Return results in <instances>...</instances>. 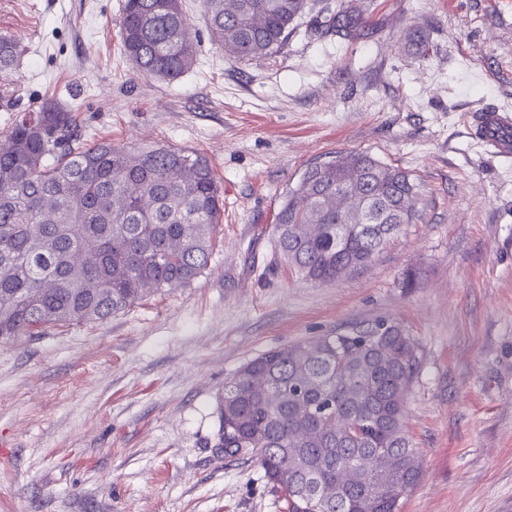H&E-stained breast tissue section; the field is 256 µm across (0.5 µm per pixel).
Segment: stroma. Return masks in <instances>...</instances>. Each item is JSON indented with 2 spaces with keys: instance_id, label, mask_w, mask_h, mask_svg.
I'll return each instance as SVG.
<instances>
[{
  "instance_id": "1",
  "label": "stroma",
  "mask_w": 512,
  "mask_h": 512,
  "mask_svg": "<svg viewBox=\"0 0 512 512\" xmlns=\"http://www.w3.org/2000/svg\"><path fill=\"white\" fill-rule=\"evenodd\" d=\"M124 0H0L21 50L0 72V138L54 100L85 143L204 154L224 186L207 268L101 322L0 343V512H285L219 446L217 401L275 347L386 320L415 339L404 422L421 477L400 512H512V156L466 116L512 108V0H360L374 34L314 26L239 61L183 0L196 62L173 81L120 51ZM365 152L409 172L415 218L342 280L303 281L273 233L317 163ZM414 287H403L407 272Z\"/></svg>"
}]
</instances>
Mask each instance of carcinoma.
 <instances>
[{
	"mask_svg": "<svg viewBox=\"0 0 512 512\" xmlns=\"http://www.w3.org/2000/svg\"><path fill=\"white\" fill-rule=\"evenodd\" d=\"M213 39L240 61L283 45L308 0H203ZM322 31L369 30L363 10L336 4ZM123 54L142 75L173 81L195 62L182 0H124ZM16 46L0 36V71ZM373 196L360 227L336 211L334 163L304 172L275 217L280 254L304 280L364 268L382 238L415 215L406 171L364 152L346 157ZM224 191L203 155L158 145L83 143L72 112L48 101L15 120L0 149V342L47 325L103 321L207 268ZM421 366L398 325L377 321L271 349L240 366L218 400L220 447L254 458L286 512H398L418 483L403 422Z\"/></svg>",
	"mask_w": 512,
	"mask_h": 512,
	"instance_id": "carcinoma-1",
	"label": "carcinoma"
}]
</instances>
